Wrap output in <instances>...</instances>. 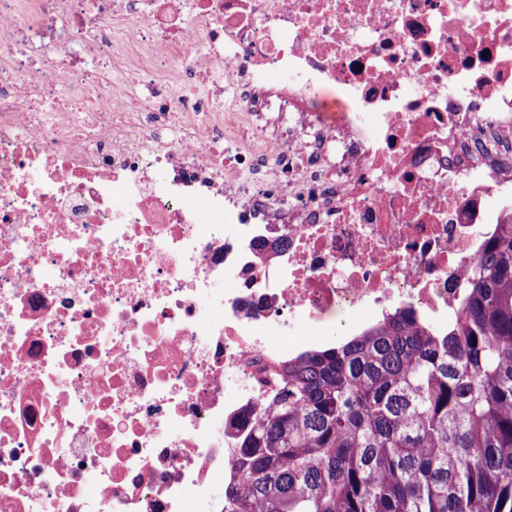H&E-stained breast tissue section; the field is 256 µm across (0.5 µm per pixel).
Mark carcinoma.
Wrapping results in <instances>:
<instances>
[{
	"instance_id": "carcinoma-1",
	"label": "carcinoma",
	"mask_w": 512,
	"mask_h": 512,
	"mask_svg": "<svg viewBox=\"0 0 512 512\" xmlns=\"http://www.w3.org/2000/svg\"><path fill=\"white\" fill-rule=\"evenodd\" d=\"M448 326L414 311L269 366L228 512H512V224Z\"/></svg>"
}]
</instances>
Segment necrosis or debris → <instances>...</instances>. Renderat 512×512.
<instances>
[{
    "mask_svg": "<svg viewBox=\"0 0 512 512\" xmlns=\"http://www.w3.org/2000/svg\"><path fill=\"white\" fill-rule=\"evenodd\" d=\"M509 222L512 0H0V512H223L261 368Z\"/></svg>",
    "mask_w": 512,
    "mask_h": 512,
    "instance_id": "4bbe7bcc",
    "label": "necrosis or debris"
}]
</instances>
